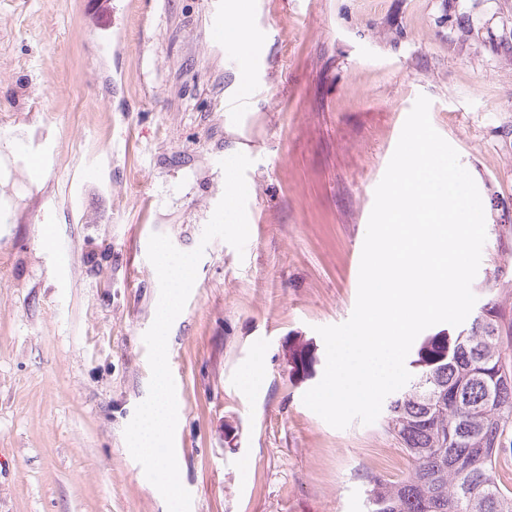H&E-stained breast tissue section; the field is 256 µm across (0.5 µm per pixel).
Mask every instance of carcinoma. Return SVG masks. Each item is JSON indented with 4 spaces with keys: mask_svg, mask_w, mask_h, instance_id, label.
Returning a JSON list of instances; mask_svg holds the SVG:
<instances>
[{
    "mask_svg": "<svg viewBox=\"0 0 512 512\" xmlns=\"http://www.w3.org/2000/svg\"><path fill=\"white\" fill-rule=\"evenodd\" d=\"M502 266L487 277L477 315L423 339L406 387L383 424L411 469L399 481L367 475L366 512H512L496 478L512 452V309L496 293Z\"/></svg>",
    "mask_w": 512,
    "mask_h": 512,
    "instance_id": "1",
    "label": "carcinoma"
}]
</instances>
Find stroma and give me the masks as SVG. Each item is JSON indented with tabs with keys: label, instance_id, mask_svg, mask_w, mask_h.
I'll return each mask as SVG.
<instances>
[{
	"label": "stroma",
	"instance_id": "35a3bbf8",
	"mask_svg": "<svg viewBox=\"0 0 512 512\" xmlns=\"http://www.w3.org/2000/svg\"><path fill=\"white\" fill-rule=\"evenodd\" d=\"M225 3L0 0V512H168L124 437L155 233L204 249L168 346L191 512H365L366 474L402 479L381 422L336 429L302 397L418 96L483 201L476 298L512 259V0H250L248 52ZM233 148L252 160L241 255L201 241Z\"/></svg>",
	"mask_w": 512,
	"mask_h": 512
}]
</instances>
